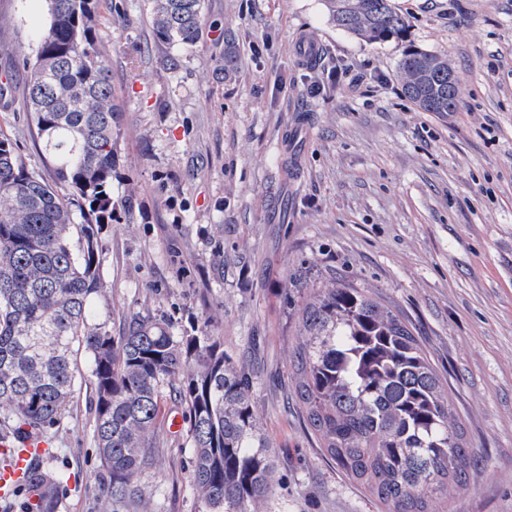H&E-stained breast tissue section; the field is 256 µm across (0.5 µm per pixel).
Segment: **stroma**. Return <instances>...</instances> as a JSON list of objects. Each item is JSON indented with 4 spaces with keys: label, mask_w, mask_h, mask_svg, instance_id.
I'll use <instances>...</instances> for the list:
<instances>
[{
    "label": "stroma",
    "mask_w": 512,
    "mask_h": 512,
    "mask_svg": "<svg viewBox=\"0 0 512 512\" xmlns=\"http://www.w3.org/2000/svg\"><path fill=\"white\" fill-rule=\"evenodd\" d=\"M405 40L369 45L335 27L323 0H205L190 50L153 36L144 0H102L99 35L122 107L112 194L136 191L100 232L104 296L92 320L196 324L249 364L257 420L277 451L260 512H384L322 454L292 398L301 340L293 307L344 280L416 330L445 379L473 453L438 512H512V0H394ZM44 0H0V132L43 169L24 98ZM320 44L303 61L301 34ZM235 78L217 80L225 40ZM448 57L456 112L405 97V46ZM344 81L333 80L335 70ZM375 74L385 83L372 82ZM46 432L66 478L60 512H112L94 441V384ZM180 377L164 383L141 476L156 512H195ZM181 427L172 430L171 419Z\"/></svg>",
    "instance_id": "obj_1"
}]
</instances>
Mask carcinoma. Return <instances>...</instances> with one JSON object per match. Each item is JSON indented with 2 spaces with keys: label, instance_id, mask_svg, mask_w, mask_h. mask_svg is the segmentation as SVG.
Masks as SVG:
<instances>
[{
  "label": "carcinoma",
  "instance_id": "obj_1",
  "mask_svg": "<svg viewBox=\"0 0 512 512\" xmlns=\"http://www.w3.org/2000/svg\"><path fill=\"white\" fill-rule=\"evenodd\" d=\"M48 23L23 57L25 98L50 177L24 162L0 133V402L17 428L54 426L73 402L78 358L91 361L94 438L112 512H154L138 477L152 462L163 382L186 372L197 512H258L276 474V451L257 425L249 367L204 330L174 334L133 315L122 334L88 321L102 294L101 225L131 198L112 196L120 166L122 109L109 54L98 36L100 0H45ZM155 39L188 50L209 23L205 0H145ZM334 25L373 45L406 37L392 0H324ZM238 69L227 43L216 72ZM397 77L424 112H454L448 59L407 48ZM303 331L291 381L325 457L385 506L431 512L466 483L471 458L446 383L411 324L346 281L319 289L295 310ZM47 454L12 498L55 512L64 484Z\"/></svg>",
  "mask_w": 512,
  "mask_h": 512
}]
</instances>
